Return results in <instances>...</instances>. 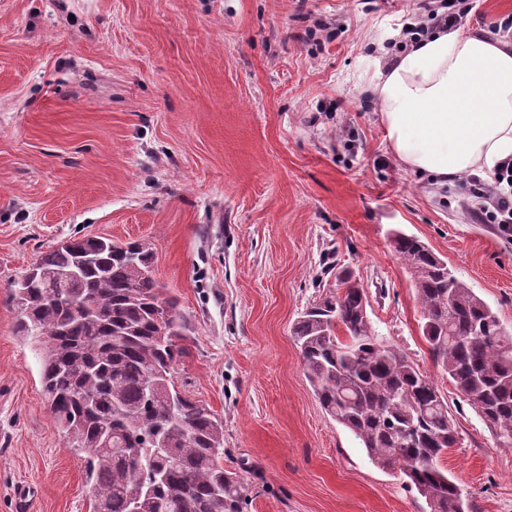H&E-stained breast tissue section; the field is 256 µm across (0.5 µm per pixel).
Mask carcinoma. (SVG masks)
Returning a JSON list of instances; mask_svg holds the SVG:
<instances>
[{"label": "carcinoma", "instance_id": "cac0c4a2", "mask_svg": "<svg viewBox=\"0 0 512 512\" xmlns=\"http://www.w3.org/2000/svg\"><path fill=\"white\" fill-rule=\"evenodd\" d=\"M392 247L422 306L431 359L476 414L512 443V333L421 240L396 231ZM94 264L61 281L82 254ZM149 244L69 240L15 282L17 332L45 345L41 384L66 443L86 454L93 512H243L241 475L224 468V427L177 389L178 340L187 330L176 298L154 278ZM96 313H74L71 298ZM364 289L350 281L294 328L308 381L323 408L383 470L400 469L430 512H467L438 464L458 443L434 380L372 329ZM167 331H162V328ZM169 453L153 456V440Z\"/></svg>", "mask_w": 512, "mask_h": 512}]
</instances>
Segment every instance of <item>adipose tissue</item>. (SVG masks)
<instances>
[{
  "mask_svg": "<svg viewBox=\"0 0 512 512\" xmlns=\"http://www.w3.org/2000/svg\"><path fill=\"white\" fill-rule=\"evenodd\" d=\"M374 93L407 168L447 183L512 155V46L442 30L386 66Z\"/></svg>",
  "mask_w": 512,
  "mask_h": 512,
  "instance_id": "ef3b65f1",
  "label": "adipose tissue"
}]
</instances>
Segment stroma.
I'll list each match as a JSON object with an SVG mask.
<instances>
[{"label": "stroma", "mask_w": 512, "mask_h": 512, "mask_svg": "<svg viewBox=\"0 0 512 512\" xmlns=\"http://www.w3.org/2000/svg\"><path fill=\"white\" fill-rule=\"evenodd\" d=\"M417 0H0V512H90L85 462L17 332L10 284L52 246L141 240L188 330L179 389L224 425L244 512H428L322 407L293 328L351 274L376 334L448 400L439 464L512 512V444L433 362L390 233L512 329V240L387 142L371 83Z\"/></svg>", "instance_id": "1"}]
</instances>
